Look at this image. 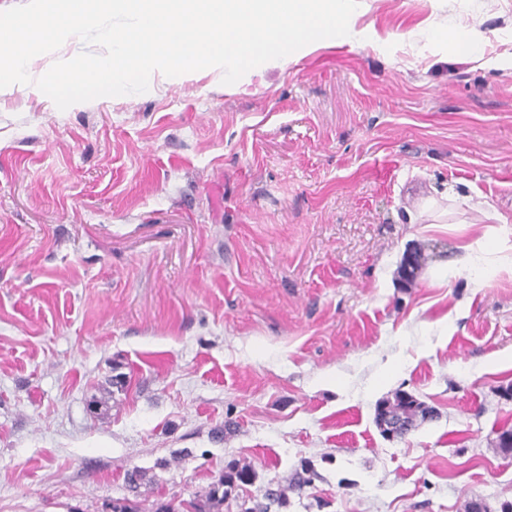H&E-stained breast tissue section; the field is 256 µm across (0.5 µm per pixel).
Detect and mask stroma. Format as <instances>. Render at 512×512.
<instances>
[{
	"mask_svg": "<svg viewBox=\"0 0 512 512\" xmlns=\"http://www.w3.org/2000/svg\"><path fill=\"white\" fill-rule=\"evenodd\" d=\"M452 18L496 36L462 55ZM355 27L62 111L34 81L73 37L0 89V512H105L135 467L151 512L232 461L223 512L305 461L281 512L512 501V0H360ZM399 390L435 416L389 438Z\"/></svg>",
	"mask_w": 512,
	"mask_h": 512,
	"instance_id": "35a3bbf8",
	"label": "stroma"
}]
</instances>
